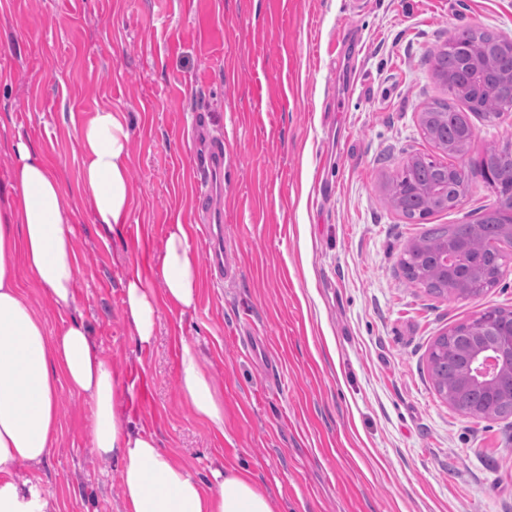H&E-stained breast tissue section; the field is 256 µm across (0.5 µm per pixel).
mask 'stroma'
I'll return each mask as SVG.
<instances>
[{
    "label": "stroma",
    "instance_id": "1",
    "mask_svg": "<svg viewBox=\"0 0 512 512\" xmlns=\"http://www.w3.org/2000/svg\"><path fill=\"white\" fill-rule=\"evenodd\" d=\"M512 39V0H0V184L22 135L69 192L94 112L131 125L132 209L122 232L89 207L69 215L79 309L112 360L133 426L194 474L242 465L280 512H512V416L475 419L436 391L438 336L491 308L512 310L503 277L477 297L434 296L398 264L433 224L476 222L496 197L474 170L512 144V112L474 114L473 174L455 209L418 223L385 200L409 156H439L420 116L448 98L428 60L455 30ZM224 139L214 205L231 274L217 283L197 234L194 177L208 136ZM184 224L201 280L196 306H159L141 346L123 282L161 291L167 228ZM224 393V430L182 402L183 346ZM59 445L38 468L61 512H116L120 474L87 448L89 401L59 390Z\"/></svg>",
    "mask_w": 512,
    "mask_h": 512
}]
</instances>
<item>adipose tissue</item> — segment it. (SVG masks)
Returning a JSON list of instances; mask_svg holds the SVG:
<instances>
[{
	"instance_id": "ef3b65f1",
	"label": "adipose tissue",
	"mask_w": 512,
	"mask_h": 512,
	"mask_svg": "<svg viewBox=\"0 0 512 512\" xmlns=\"http://www.w3.org/2000/svg\"><path fill=\"white\" fill-rule=\"evenodd\" d=\"M130 136L127 116L109 109L94 112L79 135L81 198L113 230L131 212ZM12 149L16 163L0 185V512H59L40 480L21 471L40 466L58 441L63 386L90 400L91 453L119 465V512H278L247 471L217 468L201 481L155 435L131 425L111 359L74 315L80 268L68 220L73 198L39 150L21 139ZM18 267L67 312L62 325L48 328L18 284ZM158 273L162 294L137 276L123 285V316L145 346L154 338L158 296L185 309L198 297L199 265L183 225H170ZM177 381L195 418L223 431L224 399L191 346L182 349Z\"/></svg>"
}]
</instances>
